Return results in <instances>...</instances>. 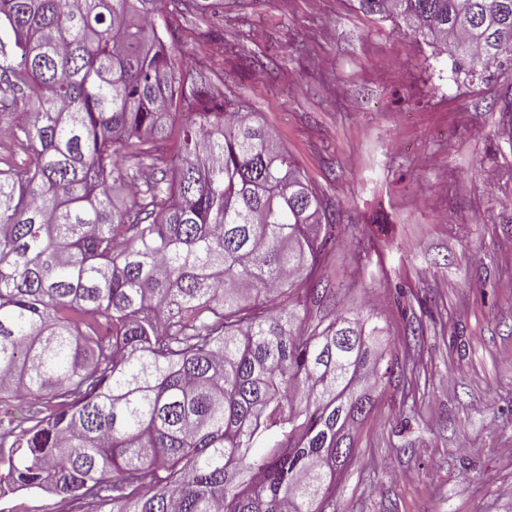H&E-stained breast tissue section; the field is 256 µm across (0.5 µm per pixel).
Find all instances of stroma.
Returning <instances> with one entry per match:
<instances>
[{
  "label": "stroma",
  "instance_id": "1",
  "mask_svg": "<svg viewBox=\"0 0 512 512\" xmlns=\"http://www.w3.org/2000/svg\"><path fill=\"white\" fill-rule=\"evenodd\" d=\"M192 0L184 84L242 100L336 215L309 318L373 308L394 369L325 512H512V71L455 77L356 0Z\"/></svg>",
  "mask_w": 512,
  "mask_h": 512
}]
</instances>
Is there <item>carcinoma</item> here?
<instances>
[{"instance_id":"cac0c4a2","label":"carcinoma","mask_w":512,"mask_h":512,"mask_svg":"<svg viewBox=\"0 0 512 512\" xmlns=\"http://www.w3.org/2000/svg\"><path fill=\"white\" fill-rule=\"evenodd\" d=\"M451 53L471 83L512 70V0H357ZM165 0H0V131L32 150L0 168V497L71 512H325L391 373L372 313L323 326L288 292L331 224L241 101L186 88L153 16ZM127 184V157L166 161ZM274 294L271 313L249 301ZM105 325L112 340L96 339ZM131 164L126 163L124 165L119 166V171L114 173V177L116 181L113 184L112 187V203L116 208H121L124 206L128 200L126 187L124 185V181L128 180L131 176L133 171L136 173L137 176L144 180L145 173H151V177L153 174L152 168L149 165V162H146L145 164L141 165L138 169L135 167L130 166ZM66 503L47 494H14L0 498V512H64Z\"/></svg>"}]
</instances>
